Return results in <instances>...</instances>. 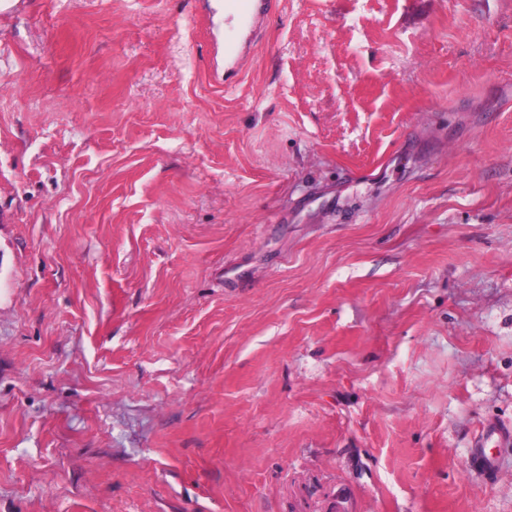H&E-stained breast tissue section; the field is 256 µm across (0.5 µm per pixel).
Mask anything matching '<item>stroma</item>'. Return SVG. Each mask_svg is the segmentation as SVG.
Listing matches in <instances>:
<instances>
[{
    "instance_id": "35a3bbf8",
    "label": "stroma",
    "mask_w": 512,
    "mask_h": 512,
    "mask_svg": "<svg viewBox=\"0 0 512 512\" xmlns=\"http://www.w3.org/2000/svg\"><path fill=\"white\" fill-rule=\"evenodd\" d=\"M490 421L512 0H0V512H512ZM256 0H224V16L237 17L242 22L252 25L256 19ZM496 435L498 440H510L511 434L508 431H494L489 435H483L482 440H479L475 445V448L472 453V462L474 465L482 468L487 472H491L494 468V458L492 455L486 452L487 441L492 439V437ZM486 439V440H485Z\"/></svg>"
}]
</instances>
